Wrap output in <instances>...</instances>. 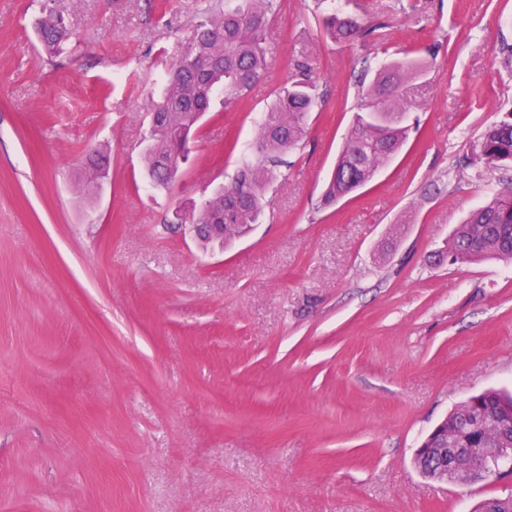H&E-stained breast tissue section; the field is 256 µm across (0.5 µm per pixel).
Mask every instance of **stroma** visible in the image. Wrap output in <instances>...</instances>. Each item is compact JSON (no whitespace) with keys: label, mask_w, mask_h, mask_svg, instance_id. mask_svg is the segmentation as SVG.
Listing matches in <instances>:
<instances>
[{"label":"stroma","mask_w":512,"mask_h":512,"mask_svg":"<svg viewBox=\"0 0 512 512\" xmlns=\"http://www.w3.org/2000/svg\"><path fill=\"white\" fill-rule=\"evenodd\" d=\"M224 0H55L78 34L40 60L39 0H0V512H470L512 494L418 475L449 411L512 391V263L438 260L512 184L471 162L512 113V0H368L381 41L335 44L288 0L246 102L217 99L171 190L138 144L146 90ZM306 51L321 106L267 217L224 248L173 225L255 150ZM412 54L416 124L364 188L320 205L363 65ZM109 175L88 194L89 150Z\"/></svg>","instance_id":"1"}]
</instances>
